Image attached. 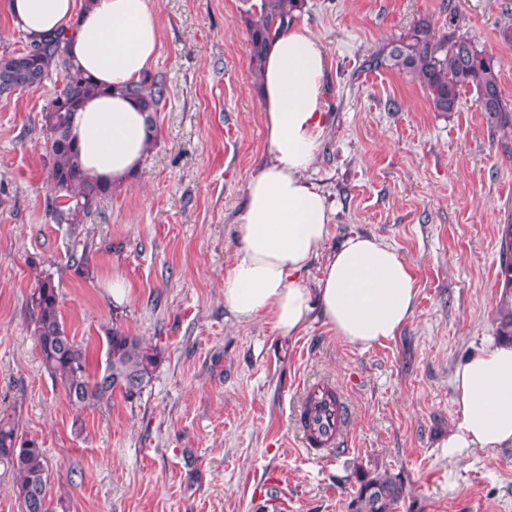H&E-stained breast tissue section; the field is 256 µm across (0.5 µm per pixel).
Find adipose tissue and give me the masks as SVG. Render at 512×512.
I'll return each mask as SVG.
<instances>
[{
  "label": "adipose tissue",
  "instance_id": "1",
  "mask_svg": "<svg viewBox=\"0 0 512 512\" xmlns=\"http://www.w3.org/2000/svg\"><path fill=\"white\" fill-rule=\"evenodd\" d=\"M15 27L37 39L65 33L73 63L103 87L76 112L71 134L91 178L120 186L143 164L156 130L126 98L151 69L161 42L149 0H8ZM326 56L308 29L274 38L261 70L262 121L270 161L253 174L224 279V305L243 319L270 317L293 337L321 312L345 342L393 339L412 317L418 288L408 261L373 236L354 235L327 258L316 288L302 278L328 234L331 211L306 176L326 129ZM458 415L449 457L512 446V344L470 354L454 372Z\"/></svg>",
  "mask_w": 512,
  "mask_h": 512
}]
</instances>
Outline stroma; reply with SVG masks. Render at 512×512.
<instances>
[{"label":"stroma","mask_w":512,"mask_h":512,"mask_svg":"<svg viewBox=\"0 0 512 512\" xmlns=\"http://www.w3.org/2000/svg\"><path fill=\"white\" fill-rule=\"evenodd\" d=\"M253 0H151L161 34L153 75L166 105L140 170L87 218L80 235L47 207L42 111L54 94L0 97V411L42 446L53 512H350L359 478L403 483L398 512H512V446L449 460L455 367L496 338L504 225L512 223V133L491 130L461 95L433 111L427 93L365 58L423 16L497 60L512 104V0H305L297 25L326 59L327 127L308 172L331 210L329 236L304 279L353 234L396 248L418 285L412 318L366 349L322 316L294 338L269 317L224 306V278L249 177L270 155L245 12ZM89 248L92 273L72 253ZM52 278L61 321L105 360L117 326L161 362L140 398L72 406L44 369L30 296ZM129 288L112 297L113 279ZM345 391L352 418L335 457L307 455L292 410L310 378Z\"/></svg>","instance_id":"1"}]
</instances>
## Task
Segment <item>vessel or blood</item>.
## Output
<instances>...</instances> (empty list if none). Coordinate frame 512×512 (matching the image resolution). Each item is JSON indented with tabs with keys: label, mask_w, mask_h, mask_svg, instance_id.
<instances>
[{
	"label": "vessel or blood",
	"mask_w": 512,
	"mask_h": 512,
	"mask_svg": "<svg viewBox=\"0 0 512 512\" xmlns=\"http://www.w3.org/2000/svg\"><path fill=\"white\" fill-rule=\"evenodd\" d=\"M330 388V383L326 381L303 386L302 401L297 405L298 412H305V401L310 398L322 409L319 421L311 422L308 428L301 431L302 443L307 453L313 456H332L335 447L340 446L346 437L351 411L344 398L330 397Z\"/></svg>",
	"instance_id": "vessel-or-blood-1"
}]
</instances>
